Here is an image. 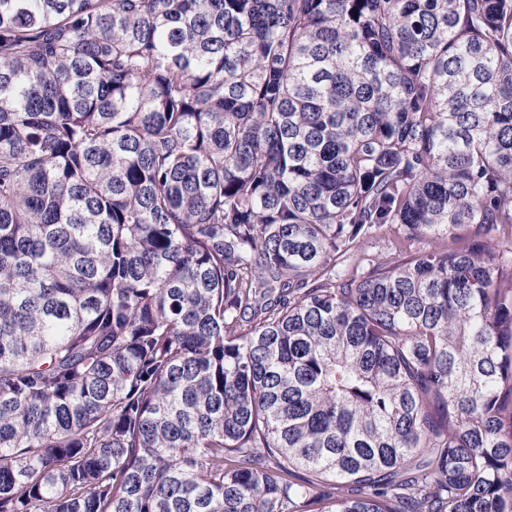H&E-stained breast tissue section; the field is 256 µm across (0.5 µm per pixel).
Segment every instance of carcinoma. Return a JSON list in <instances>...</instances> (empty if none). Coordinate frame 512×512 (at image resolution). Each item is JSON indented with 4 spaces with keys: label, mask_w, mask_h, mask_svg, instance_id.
<instances>
[{
    "label": "carcinoma",
    "mask_w": 512,
    "mask_h": 512,
    "mask_svg": "<svg viewBox=\"0 0 512 512\" xmlns=\"http://www.w3.org/2000/svg\"><path fill=\"white\" fill-rule=\"evenodd\" d=\"M0 512H512V0H0Z\"/></svg>",
    "instance_id": "obj_1"
}]
</instances>
